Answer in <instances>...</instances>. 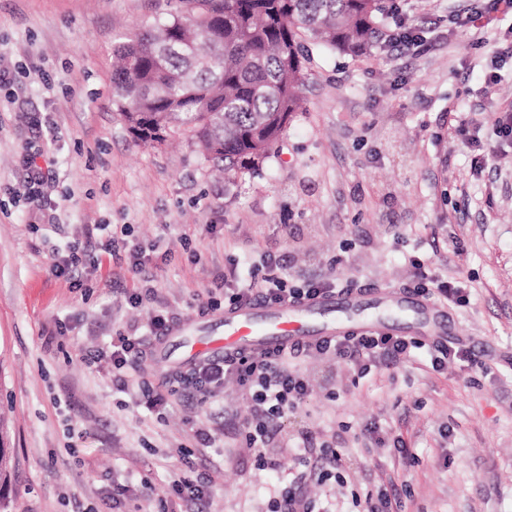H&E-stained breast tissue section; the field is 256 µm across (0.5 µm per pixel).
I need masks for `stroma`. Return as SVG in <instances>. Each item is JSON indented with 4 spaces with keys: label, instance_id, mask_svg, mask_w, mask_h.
I'll return each mask as SVG.
<instances>
[{
    "label": "stroma",
    "instance_id": "35a3bbf8",
    "mask_svg": "<svg viewBox=\"0 0 512 512\" xmlns=\"http://www.w3.org/2000/svg\"><path fill=\"white\" fill-rule=\"evenodd\" d=\"M423 47L351 58L313 47L302 110L259 170L232 185L187 136L144 145L115 103L112 45L178 0H0V442L12 451L8 512H184L174 475L209 485L206 512H362L396 487L403 512H512V68L491 95L490 61L512 44V6L449 22L465 0H395ZM479 127L482 166L459 136ZM36 191L39 206L28 200ZM152 249L154 295L127 262L87 260L81 286L58 253L86 229ZM273 260L291 280L350 276L410 288L413 261L466 286L448 326L476 361L433 370L303 359L312 393L267 448L246 449L253 412L236 383L208 399L152 356L125 384L90 356L163 309L210 336L224 277ZM171 404L148 412V391ZM379 428L369 435L367 425ZM216 430L210 447L199 427ZM336 450L330 480L298 466Z\"/></svg>",
    "mask_w": 512,
    "mask_h": 512
}]
</instances>
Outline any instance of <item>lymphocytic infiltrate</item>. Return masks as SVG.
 <instances>
[{"mask_svg": "<svg viewBox=\"0 0 512 512\" xmlns=\"http://www.w3.org/2000/svg\"><path fill=\"white\" fill-rule=\"evenodd\" d=\"M114 252L113 239H80L68 246L65 255L54 262L51 271L57 276L69 277L80 282L84 265L82 257L96 251ZM352 278L305 281L291 284L284 273L251 274L243 287L225 288L224 298L231 304L262 299L274 302H291L310 299L319 294L356 287ZM169 319L159 310H150L141 334H119L113 337L110 359L112 370L118 374L135 372L145 358L153 341L164 336ZM425 350L432 368H439L448 358L463 356L464 351L455 343L423 345L406 336L352 334L322 341L308 347L291 348L276 354L253 353L236 358L217 359L206 363L194 373V383L199 392L208 394L232 379L240 386L245 398L256 407V413L247 423V441L251 447H267L278 423L288 412L298 408L309 397L307 381L293 361L314 355H332L336 358L363 363L387 359L398 362Z\"/></svg>", "mask_w": 512, "mask_h": 512, "instance_id": "lymphocytic-infiltrate-1", "label": "lymphocytic infiltrate"}]
</instances>
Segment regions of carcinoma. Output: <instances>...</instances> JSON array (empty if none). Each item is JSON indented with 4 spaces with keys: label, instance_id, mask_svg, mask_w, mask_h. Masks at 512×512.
Masks as SVG:
<instances>
[{
    "label": "carcinoma",
    "instance_id": "obj_1",
    "mask_svg": "<svg viewBox=\"0 0 512 512\" xmlns=\"http://www.w3.org/2000/svg\"><path fill=\"white\" fill-rule=\"evenodd\" d=\"M112 48L116 103L143 144L189 134L232 182L253 174L301 109L305 44L378 47L386 0H182ZM12 469L0 445V501Z\"/></svg>",
    "mask_w": 512,
    "mask_h": 512
}]
</instances>
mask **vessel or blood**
Wrapping results in <instances>:
<instances>
[{"label":"vessel or blood","instance_id":"b4317fda","mask_svg":"<svg viewBox=\"0 0 512 512\" xmlns=\"http://www.w3.org/2000/svg\"><path fill=\"white\" fill-rule=\"evenodd\" d=\"M365 294V289L352 288L302 302L253 301L225 306L221 335L187 342L185 360L192 363L254 352L275 354L338 336L384 331L380 320H365ZM373 294L376 308L410 315L404 334L426 342L447 341L443 306L396 288H377Z\"/></svg>","mask_w":512,"mask_h":512}]
</instances>
